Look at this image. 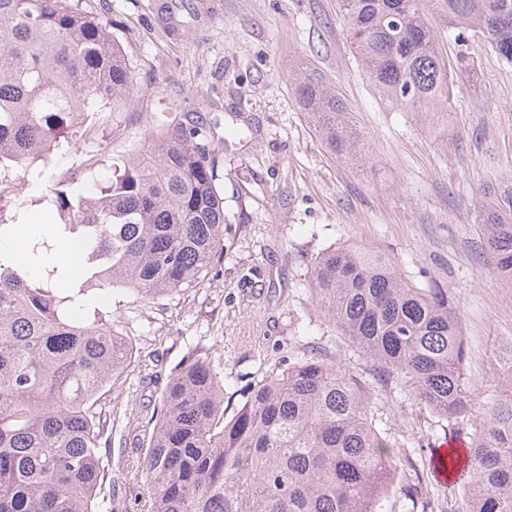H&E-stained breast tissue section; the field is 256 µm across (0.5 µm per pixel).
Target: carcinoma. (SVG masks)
<instances>
[{
    "mask_svg": "<svg viewBox=\"0 0 512 512\" xmlns=\"http://www.w3.org/2000/svg\"><path fill=\"white\" fill-rule=\"evenodd\" d=\"M458 42L482 34L512 65V0H438ZM361 69L387 103L425 120L448 116V73L436 52L428 0H337ZM140 90L103 20L74 0H0V213L21 208L18 186L51 145L79 150L100 115ZM294 94L328 153L375 167L340 90L317 72ZM219 121L185 112L114 167L96 195L76 200L80 173L52 179L46 197L75 257L80 287L61 290L47 241L30 268L0 261V512H98L107 479L96 395L124 368L129 345L112 324L72 315L90 288L124 287L146 300L194 288L224 254ZM479 230L488 269L512 283V175L482 186ZM318 317L346 336L381 385L457 419L474 407L463 380L462 310L448 290L419 287L359 245L312 262ZM375 390L326 354L304 353L251 385L232 417L209 360L191 357L162 394L146 445L143 512H385L392 485ZM463 506L512 512V366L480 413L466 448Z\"/></svg>",
    "mask_w": 512,
    "mask_h": 512,
    "instance_id": "obj_1",
    "label": "carcinoma"
}]
</instances>
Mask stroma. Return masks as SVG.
<instances>
[{"label": "stroma", "mask_w": 512, "mask_h": 512, "mask_svg": "<svg viewBox=\"0 0 512 512\" xmlns=\"http://www.w3.org/2000/svg\"><path fill=\"white\" fill-rule=\"evenodd\" d=\"M180 3L81 0L109 23L140 90L119 111L103 113V135L84 147L97 163L74 184L75 194L96 193L114 164L144 145L161 113L207 112L219 117L222 131L235 133L219 146L220 190L231 219L219 274L149 301L122 288L94 289L81 310L86 318L103 311L131 343L126 368L94 406L108 471L100 512L114 505L140 512L146 438L169 379L190 356L207 357L223 379L229 415L245 388L302 354L308 323L325 353L370 378V363L314 310L311 260L328 246L370 247L415 285L433 281L448 289L463 308L465 382L480 399L492 394L512 344V286L485 271L478 229L479 188L495 170L512 169V66L490 53L484 38L454 41L447 14L429 5L440 57L451 64L467 55L480 76L476 84L454 79L448 122L433 126L379 98L346 41L336 0H195L194 17ZM306 70L324 74L347 99L368 134L375 173L326 152L293 93ZM489 146L497 155L493 167L485 162ZM75 161L56 151L20 184L25 206L0 215L20 230L22 250L31 247L32 225L59 223L43 187ZM375 411L399 443L386 512H399L418 484L427 491L425 512L460 501L458 485L436 479L433 459L448 438L467 441L475 415L449 423L392 387L378 390Z\"/></svg>", "instance_id": "35a3bbf8"}]
</instances>
